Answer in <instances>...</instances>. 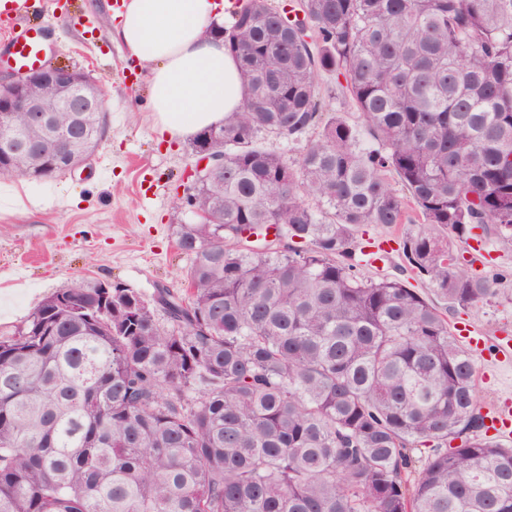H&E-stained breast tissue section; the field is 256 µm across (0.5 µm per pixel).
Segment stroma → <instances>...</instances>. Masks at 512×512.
I'll list each match as a JSON object with an SVG mask.
<instances>
[{
	"label": "stroma",
	"mask_w": 512,
	"mask_h": 512,
	"mask_svg": "<svg viewBox=\"0 0 512 512\" xmlns=\"http://www.w3.org/2000/svg\"><path fill=\"white\" fill-rule=\"evenodd\" d=\"M113 0H47L31 23L47 26L49 61L90 72L105 92L107 128L89 162L43 180L0 176V334L22 325L75 278L108 280L143 295L178 288L189 264L172 227L189 222L175 197L193 162L191 138L165 137L148 109L147 68L132 67L113 38ZM103 168L105 179L93 172ZM485 261L504 278L490 301L446 310L489 338L512 337V246L486 240Z\"/></svg>",
	"instance_id": "stroma-1"
}]
</instances>
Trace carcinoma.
<instances>
[{"mask_svg": "<svg viewBox=\"0 0 512 512\" xmlns=\"http://www.w3.org/2000/svg\"><path fill=\"white\" fill-rule=\"evenodd\" d=\"M297 7L248 0L224 29L245 98L217 123L224 177L179 198L207 219L173 226L186 287L109 303L74 279L0 336V512H512L472 355L361 275L381 243L358 238L410 207L399 250L429 288L496 295L453 246L512 245V0ZM84 121L95 147L105 117ZM311 131L295 161L264 146ZM35 167L59 162L13 161Z\"/></svg>", "mask_w": 512, "mask_h": 512, "instance_id": "1", "label": "carcinoma"}]
</instances>
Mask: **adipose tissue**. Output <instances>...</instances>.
<instances>
[{
	"mask_svg": "<svg viewBox=\"0 0 512 512\" xmlns=\"http://www.w3.org/2000/svg\"><path fill=\"white\" fill-rule=\"evenodd\" d=\"M231 0H126L115 34L129 56L148 68L150 108L170 135H193L240 110L236 59L218 31Z\"/></svg>",
	"mask_w": 512,
	"mask_h": 512,
	"instance_id": "1",
	"label": "adipose tissue"
}]
</instances>
